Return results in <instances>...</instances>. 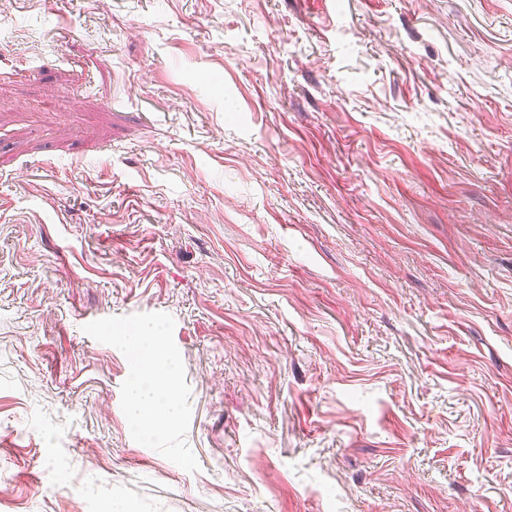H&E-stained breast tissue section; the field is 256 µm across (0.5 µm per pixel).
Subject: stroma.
Returning <instances> with one entry per match:
<instances>
[{
  "label": "stroma",
  "mask_w": 512,
  "mask_h": 512,
  "mask_svg": "<svg viewBox=\"0 0 512 512\" xmlns=\"http://www.w3.org/2000/svg\"><path fill=\"white\" fill-rule=\"evenodd\" d=\"M0 512H512V0H0ZM124 340L138 358L139 373L150 378L154 384L149 389H143L141 386L135 387L134 408L137 412L134 414V421L142 426L146 433H149L153 424L149 420L148 412L152 407L160 406V400L163 397L161 387L168 382L170 369L161 347L155 339L136 332L125 336Z\"/></svg>",
  "instance_id": "1"
}]
</instances>
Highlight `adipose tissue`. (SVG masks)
Masks as SVG:
<instances>
[{
  "instance_id": "1",
  "label": "adipose tissue",
  "mask_w": 512,
  "mask_h": 512,
  "mask_svg": "<svg viewBox=\"0 0 512 512\" xmlns=\"http://www.w3.org/2000/svg\"><path fill=\"white\" fill-rule=\"evenodd\" d=\"M126 343L138 358L140 374L153 382L152 388L137 389L134 402L135 422L149 431L153 424L148 413L152 407L159 405L163 397L161 389L170 378V370L155 339L136 332L127 336Z\"/></svg>"
}]
</instances>
